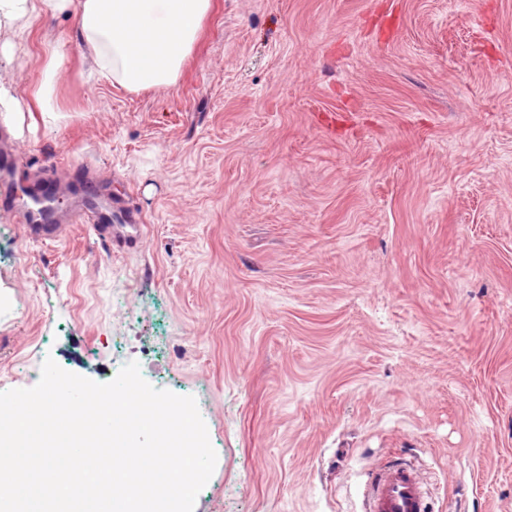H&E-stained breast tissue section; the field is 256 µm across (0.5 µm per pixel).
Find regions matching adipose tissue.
I'll list each match as a JSON object with an SVG mask.
<instances>
[{"label": "adipose tissue", "instance_id": "obj_1", "mask_svg": "<svg viewBox=\"0 0 512 512\" xmlns=\"http://www.w3.org/2000/svg\"><path fill=\"white\" fill-rule=\"evenodd\" d=\"M210 12L211 0H76L73 9L82 56L100 76L135 93L178 81ZM60 63V52L50 50L43 78L25 102L0 81V114L54 117L50 97Z\"/></svg>", "mask_w": 512, "mask_h": 512}]
</instances>
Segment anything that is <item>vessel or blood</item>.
Here are the masks:
<instances>
[{
	"instance_id": "vessel-or-blood-1",
	"label": "vessel or blood",
	"mask_w": 512,
	"mask_h": 512,
	"mask_svg": "<svg viewBox=\"0 0 512 512\" xmlns=\"http://www.w3.org/2000/svg\"><path fill=\"white\" fill-rule=\"evenodd\" d=\"M76 191L82 198L84 212L92 214L97 225L112 229L125 240L139 234L140 226L135 216H127L125 223L120 224L110 209L101 206L92 180H85ZM63 195V189L57 186H48L33 194L37 211L27 226L31 237L44 242L59 240L63 227L57 220V210ZM364 499L365 512H427L422 478L415 468L406 464H387L370 473Z\"/></svg>"
}]
</instances>
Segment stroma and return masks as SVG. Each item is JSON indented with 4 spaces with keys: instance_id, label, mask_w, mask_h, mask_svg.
I'll list each match as a JSON object with an SVG mask.
<instances>
[{
    "instance_id": "obj_1",
    "label": "stroma",
    "mask_w": 512,
    "mask_h": 512,
    "mask_svg": "<svg viewBox=\"0 0 512 512\" xmlns=\"http://www.w3.org/2000/svg\"><path fill=\"white\" fill-rule=\"evenodd\" d=\"M27 24L0 76L27 100L59 49L61 112L0 120V179L91 178L141 231L0 201V392L49 356L195 396L194 512H363L389 459L431 512H512V0H212L141 93L85 81L71 11ZM64 195L62 188L57 186L44 187L40 193L31 196L33 203L38 206L27 230L31 237L41 241H57L62 235L65 224H58L57 210L59 200Z\"/></svg>"
}]
</instances>
